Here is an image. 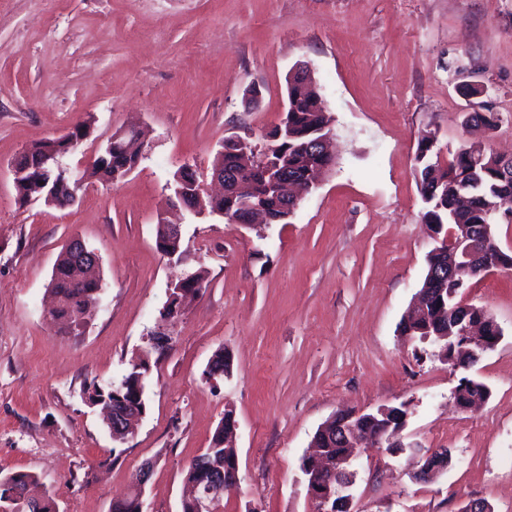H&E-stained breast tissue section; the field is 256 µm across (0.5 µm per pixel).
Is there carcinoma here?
I'll return each instance as SVG.
<instances>
[{
  "instance_id": "obj_1",
  "label": "carcinoma",
  "mask_w": 512,
  "mask_h": 512,
  "mask_svg": "<svg viewBox=\"0 0 512 512\" xmlns=\"http://www.w3.org/2000/svg\"><path fill=\"white\" fill-rule=\"evenodd\" d=\"M288 111L282 120L283 135L275 142L276 149L271 154H262L259 162L249 168L240 165L237 155L226 151L219 155L216 167L226 170H238L239 185L237 200L248 199L260 204L271 217L272 223L284 221L280 210V198L270 181L265 177L268 166L288 164V178L299 184H306L317 176V172L329 165L332 159L308 150L313 138L331 132L330 117L320 111L321 96L316 87L305 84L296 78L287 84ZM75 134H64L50 138L25 150L12 164L18 176L14 177L17 192L23 203H29L39 196L56 202L59 206H68L74 197L67 193L59 199L53 191L55 180L61 176L57 159L74 147L72 138ZM434 142L423 138L415 154L414 171L417 185L426 204L424 218L427 223L442 231L448 227L459 232L474 229L494 220L488 214L485 200H498L512 206V171L505 174L495 166L494 154L476 144L462 145L448 166L442 168L431 160ZM143 143L133 135L119 140H110L103 156L98 158L92 175L99 173L112 180H119L135 169L143 155ZM49 177L48 185L38 187V179ZM196 213L220 214L230 212L239 220L240 209L228 197L212 200L196 195L186 200ZM484 249L490 257L497 260L502 267L512 268V254L504 251L496 238L485 240ZM50 286L58 305L50 311L56 322L72 326L76 323L78 313L91 312L97 308L100 300L101 285L98 280L83 276L80 255L63 251L59 255L52 271ZM465 323L448 318V310L438 307L428 308L417 319L402 323L401 333L423 337L428 334H460ZM143 366L134 365L131 370L116 383L107 388L96 384L90 385L97 394L112 397L115 390H131L138 377L143 375ZM477 396H490V389L483 382L467 376L462 377L454 390V399L461 408L470 406ZM315 446L322 449L324 460L331 462L343 456L347 449L336 437L316 432ZM209 462L224 467V463L234 461L235 451L224 447L220 432L213 436V446L205 449ZM35 476L26 472H17L0 478V512H33L26 497L27 487Z\"/></svg>"
}]
</instances>
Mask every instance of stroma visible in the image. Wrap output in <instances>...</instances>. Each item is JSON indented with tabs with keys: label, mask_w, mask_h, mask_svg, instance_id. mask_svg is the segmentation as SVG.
<instances>
[{
	"label": "stroma",
	"mask_w": 512,
	"mask_h": 512,
	"mask_svg": "<svg viewBox=\"0 0 512 512\" xmlns=\"http://www.w3.org/2000/svg\"><path fill=\"white\" fill-rule=\"evenodd\" d=\"M301 64L331 118L332 168L283 224L182 213L169 263L156 225L174 173L211 183L230 135L265 148ZM478 83L491 132L465 127L478 101L462 89ZM78 121L71 166L130 127L145 159L119 182L86 180L68 207L19 205L12 162ZM429 133L443 167L475 141L512 153V0H0V477L38 476L58 512H111L149 461L151 512H181L185 472L229 408L239 488L218 512H314L300 464L317 429L404 403L406 448L355 460L353 512H512V269L464 297L502 330L469 372L491 390L478 410L456 409L462 373L438 346L399 330L435 246L414 173ZM74 237L100 257V303L62 332L48 287ZM197 271L206 287L172 349L150 351L171 285ZM142 360L146 413L113 440L84 390ZM441 448L447 469L416 480V457Z\"/></svg>",
	"instance_id": "stroma-1"
}]
</instances>
